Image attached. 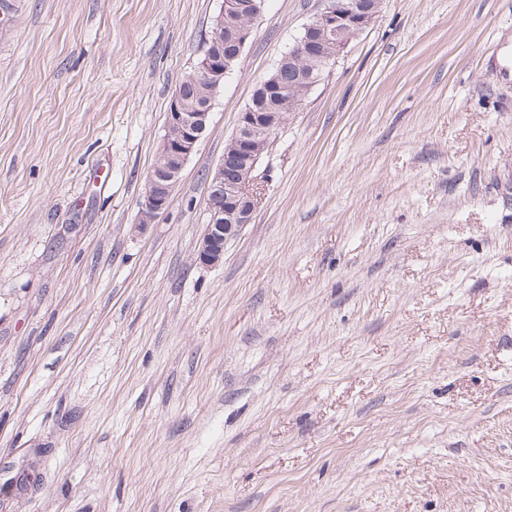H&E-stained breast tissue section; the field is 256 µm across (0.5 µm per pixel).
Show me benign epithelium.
Listing matches in <instances>:
<instances>
[{
    "label": "benign epithelium",
    "instance_id": "benign-epithelium-1",
    "mask_svg": "<svg viewBox=\"0 0 512 512\" xmlns=\"http://www.w3.org/2000/svg\"><path fill=\"white\" fill-rule=\"evenodd\" d=\"M265 3L266 0H248L243 11L237 0H224V7L210 28L212 37L205 46L203 69L197 72L203 84L205 103L194 112L187 111L183 98L184 83L176 86L166 112L158 156L147 175L144 195L139 203V226L154 223L167 209L184 166L196 152L207 130L212 93L230 70L224 66V19L241 12L247 18L246 23L234 30L233 58L237 59L262 17ZM382 7L381 0L376 4L365 0H323V7L305 24L302 35L284 60L300 62L318 58L325 67L334 64L346 46L327 49L329 34L351 28L365 31L378 18ZM262 96L276 100L288 98L287 91L273 76L257 83L252 98ZM287 115L286 107L281 112H256L249 106L240 113L232 136L234 152L224 155V159L207 174L210 219L197 250L199 263L206 266L221 264L226 241L238 236L245 225L253 222L256 204L248 190L263 180L264 172L260 170L262 157Z\"/></svg>",
    "mask_w": 512,
    "mask_h": 512
}]
</instances>
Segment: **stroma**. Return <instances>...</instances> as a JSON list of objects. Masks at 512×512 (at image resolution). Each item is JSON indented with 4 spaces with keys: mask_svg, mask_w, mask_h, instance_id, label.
<instances>
[{
    "mask_svg": "<svg viewBox=\"0 0 512 512\" xmlns=\"http://www.w3.org/2000/svg\"><path fill=\"white\" fill-rule=\"evenodd\" d=\"M224 0H0V512H512V0H385L196 259L321 0H267L169 206ZM266 0H249L246 3L245 16H238L236 22L226 24L225 18H231L241 13V7L235 0H224L222 11L213 21L205 46V61L203 69L196 74L200 77L205 103L200 106V91L192 81L185 87L187 103L196 109L187 112L183 98L184 81L175 88L166 112L164 135L162 137L155 164L149 171L145 191L139 203V226L153 224L163 213L170 202L172 193L180 181L184 166L196 152L198 144L207 130L212 106V93L224 84V73L229 72L230 64L224 69V54L231 51L232 26L236 23H246L234 30V51L231 61L238 59L250 40L254 29L262 17ZM231 25V26H230ZM212 32V33H211ZM231 72V71H230ZM229 72V73H230Z\"/></svg>",
    "mask_w": 512,
    "mask_h": 512,
    "instance_id": "35a3bbf8",
    "label": "stroma"
}]
</instances>
